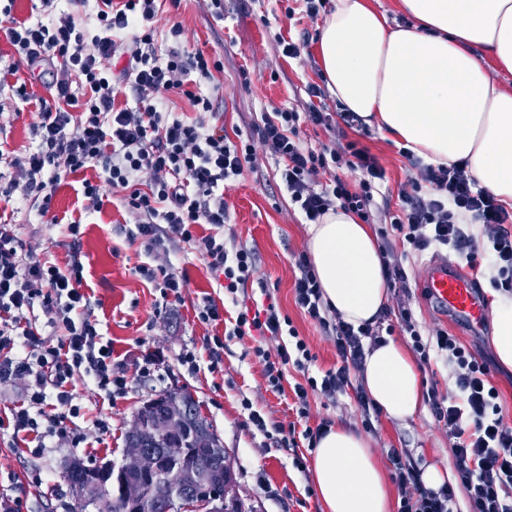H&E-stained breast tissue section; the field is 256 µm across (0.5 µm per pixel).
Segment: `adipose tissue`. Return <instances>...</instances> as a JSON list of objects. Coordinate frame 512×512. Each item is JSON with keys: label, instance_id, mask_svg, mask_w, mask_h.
I'll use <instances>...</instances> for the list:
<instances>
[{"label": "adipose tissue", "instance_id": "adipose-tissue-1", "mask_svg": "<svg viewBox=\"0 0 512 512\" xmlns=\"http://www.w3.org/2000/svg\"><path fill=\"white\" fill-rule=\"evenodd\" d=\"M410 22L389 27L367 0H335L317 52L327 87L364 124L435 163L466 162L478 185L512 206V0H400ZM308 253L323 300L347 323L375 322L388 301L369 225L343 209L310 225ZM492 346L512 370V295L496 293ZM361 383L390 419L424 405L417 367L394 339L366 354ZM311 471L323 512H390L388 475L363 436L342 427L317 438Z\"/></svg>", "mask_w": 512, "mask_h": 512}]
</instances>
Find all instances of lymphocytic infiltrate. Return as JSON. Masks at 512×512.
I'll return each mask as SVG.
<instances>
[{"instance_id":"obj_1","label":"lymphocytic infiltrate","mask_w":512,"mask_h":512,"mask_svg":"<svg viewBox=\"0 0 512 512\" xmlns=\"http://www.w3.org/2000/svg\"><path fill=\"white\" fill-rule=\"evenodd\" d=\"M166 1L180 4L69 0L63 9L60 0H40L44 18L34 23L13 18L11 7L0 10L12 18L6 37L19 62L30 69L55 67L52 101H33L23 84L16 89L22 102L37 104L38 145L9 160L15 173L11 186L47 206L61 178L79 173L85 207L94 211L103 205L102 183L122 188L124 207L138 217L128 238L151 247L199 242L209 269L224 281L225 296L234 300L255 272V256L224 239V184L252 163L257 150L274 159L279 181L310 224L334 207L368 219L385 171L357 142H347L340 153L309 145L301 136L302 121L329 123L328 114L316 109L302 114L273 108L261 114L248 139L232 140L213 101L194 90L196 82L211 79L224 65L200 51L187 53L180 24L165 31L155 26ZM160 34L170 43L162 58L154 49ZM124 85L132 88L136 106L118 105ZM173 91L190 101L195 117L166 111ZM344 153L351 158L350 168L361 173L357 182L332 172ZM411 164L420 168L421 177L407 180L399 190L398 210L382 233V255L392 254L398 245L411 255L444 249L465 257L472 270L488 267L493 285L512 291V212L479 187L466 163L434 165L415 158ZM89 169L97 172V179L85 178ZM143 173L150 176L145 186L139 182ZM320 174L325 183H316ZM470 220L480 224L479 233L467 228ZM199 224L212 226V234L196 238L193 229ZM298 268L295 302L332 337L339 366L311 376L314 356L308 344L271 302L242 306L224 336L214 337V347L223 349L228 337L276 340L275 349L259 346L255 354L264 363L272 390L282 391L287 368L301 373V381L292 386L299 417L309 415L310 394L331 397L349 387L363 416H370L375 405L364 388L353 387L350 372L363 366L364 339L378 344L382 338L368 324L356 328L329 321L314 270L304 260ZM82 280L79 260L63 271L34 257L25 252L13 224L0 220V383L29 380L26 400L8 418L0 417V429L24 435L38 454L49 438L70 448L82 441L81 435L61 427L73 408L75 378L89 377L106 393L127 384L123 370L112 362L111 343L103 341L88 312L90 299ZM37 306L59 329L58 339L39 333L30 316ZM396 320L410 336L422 367H430L432 357L444 358L455 368L457 387L448 396L434 388L427 392L436 421L452 441L456 481L436 491L427 489L407 451L391 449L393 478L401 492L398 512H455L460 496L466 512H512V425L504 420L487 363L447 330L438 328L423 337L408 308H399Z\"/></svg>"}]
</instances>
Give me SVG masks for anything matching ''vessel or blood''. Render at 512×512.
Here are the masks:
<instances>
[{
    "mask_svg": "<svg viewBox=\"0 0 512 512\" xmlns=\"http://www.w3.org/2000/svg\"><path fill=\"white\" fill-rule=\"evenodd\" d=\"M421 286L439 308L451 313L471 332L482 330L489 312L477 285L465 276L457 264L445 259L426 263Z\"/></svg>",
    "mask_w": 512,
    "mask_h": 512,
    "instance_id": "1",
    "label": "vessel or blood"
}]
</instances>
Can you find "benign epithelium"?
<instances>
[{
  "mask_svg": "<svg viewBox=\"0 0 512 512\" xmlns=\"http://www.w3.org/2000/svg\"><path fill=\"white\" fill-rule=\"evenodd\" d=\"M188 409L177 395L167 397L161 411L152 420L143 422L141 412H136L132 428L139 438L123 449L117 467V480L112 493L94 498L93 504L104 503V510L119 501L127 512H142L151 504L155 512H170V507L151 496L148 481L166 483L169 492L180 502L182 512H239L243 504L236 485L224 481V476L204 468H185L177 457L165 461L155 449L146 447L152 440H162L177 435L186 425Z\"/></svg>",
  "mask_w": 512,
  "mask_h": 512,
  "instance_id": "benign-epithelium-1",
  "label": "benign epithelium"
}]
</instances>
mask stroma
Here are the masks:
<instances>
[{
  "label": "stroma",
  "instance_id": "35a3bbf8",
  "mask_svg": "<svg viewBox=\"0 0 512 512\" xmlns=\"http://www.w3.org/2000/svg\"><path fill=\"white\" fill-rule=\"evenodd\" d=\"M289 6L294 9L290 16L285 13ZM167 16L182 24L188 51L201 50L223 61V71L202 81L200 92L223 112L228 135L248 133L261 112L275 107L300 112L312 107L326 112L339 108V101L325 89L317 53L324 20L307 18L301 0H224L220 19L214 15L211 0H182L179 9L168 11ZM284 38L305 39L299 57L283 54L280 41ZM312 85L320 88L319 96L309 95ZM37 120L34 105L23 103L11 85L0 84L1 153L17 156L34 149ZM302 136L315 147L340 148L347 140H355L377 158L386 171L387 187L376 195L369 222L377 233L388 227L397 209L400 184L417 174L402 154V141L375 127L344 131L310 123L303 124ZM11 175L10 167L0 166V214L11 219L19 240L39 259L62 269L71 258L80 259L82 288L91 297V315L128 378L125 394L113 399L90 381L75 382L73 403L78 411L67 417L64 426L83 434L80 447H54L34 455L22 439L0 430V492L21 497L29 512H78L67 479L68 464L75 459L89 467L120 462L125 435L137 410L170 388H184L194 395L224 446L247 512H321V504L310 470L294 464L296 453L310 455L308 440H299L294 449L278 447L274 437L250 423L249 411L242 406L246 400L267 424H292L301 431L325 421L364 435L380 461H387L389 449L405 448L419 469L433 465L454 470L452 442L430 408L403 421L381 415L367 423L349 389L332 397L310 395V416L303 421L292 408L290 385L297 372L288 370L287 390L272 391L264 365L254 354L256 337L225 341L221 362L212 365L208 344L213 336L223 335L224 328L199 320L198 307L206 296L223 301V288L197 244L161 245L149 251L121 234L120 226L136 222L135 215L121 204V189L104 186L102 209L89 212L78 177L67 176L44 216L39 202L23 199L18 191L8 192ZM274 175L273 159L260 152L242 176L225 185L230 219L224 236L255 253V282L264 283L282 314L288 315L306 340L315 356L309 372L317 376L335 366L336 348L295 304L297 263L308 253L309 226L293 211ZM75 220L81 224V239L76 244L66 231L67 223ZM423 262L419 255L406 264L408 280L397 284L395 301L410 309L423 329H446L490 360V381L500 392L505 421L512 424V372L493 360L492 327L471 334L436 308L420 288ZM142 265L164 266L182 276L186 286L180 298H162L157 284L140 275ZM187 352L195 354V368L182 363Z\"/></svg>",
  "mask_w": 512,
  "mask_h": 512
}]
</instances>
